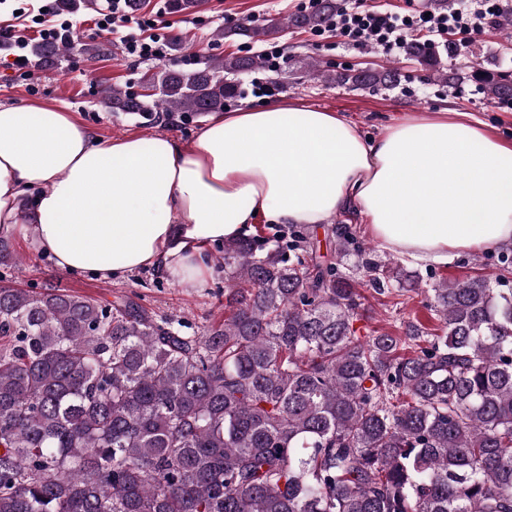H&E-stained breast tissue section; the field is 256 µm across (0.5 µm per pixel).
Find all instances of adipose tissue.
Instances as JSON below:
<instances>
[{"mask_svg": "<svg viewBox=\"0 0 512 512\" xmlns=\"http://www.w3.org/2000/svg\"><path fill=\"white\" fill-rule=\"evenodd\" d=\"M348 209L419 261L512 244V145L447 117L367 140L337 113L279 105L215 113L187 143L104 140L62 109L0 104V231L62 272L152 268L200 288L210 248L258 220L315 228Z\"/></svg>", "mask_w": 512, "mask_h": 512, "instance_id": "obj_1", "label": "adipose tissue"}]
</instances>
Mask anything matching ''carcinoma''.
<instances>
[{"label":"carcinoma","mask_w":512,"mask_h":512,"mask_svg":"<svg viewBox=\"0 0 512 512\" xmlns=\"http://www.w3.org/2000/svg\"><path fill=\"white\" fill-rule=\"evenodd\" d=\"M336 0L218 39L275 42L325 28ZM74 45L36 42L38 66ZM404 51L432 73L441 60ZM261 55L211 57L146 73L152 93L102 92L147 121L224 110ZM355 91L397 69L328 71ZM488 99L512 74L477 63ZM336 260L292 234L224 242L231 314L201 333L131 297L35 292L0 275V512H512V279L429 288L431 333L360 336L359 285L414 291L419 274L378 260L336 229ZM355 256L357 260L348 264Z\"/></svg>","instance_id":"cac0c4a2"}]
</instances>
